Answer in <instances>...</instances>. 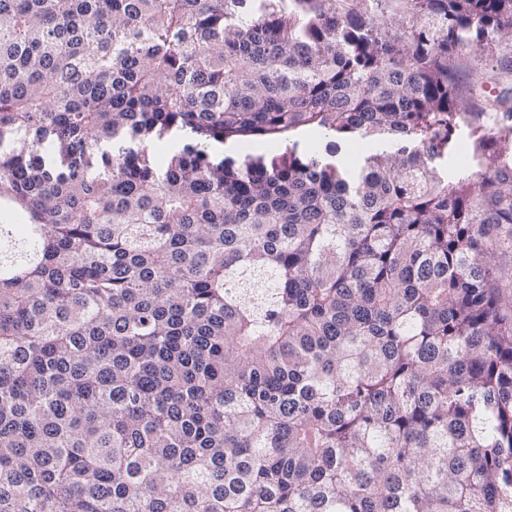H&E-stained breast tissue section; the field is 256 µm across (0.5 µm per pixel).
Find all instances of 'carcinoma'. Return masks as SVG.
I'll return each instance as SVG.
<instances>
[{"mask_svg":"<svg viewBox=\"0 0 512 512\" xmlns=\"http://www.w3.org/2000/svg\"><path fill=\"white\" fill-rule=\"evenodd\" d=\"M336 2L0 0V512H512V0ZM476 88L475 102L484 105L487 99L494 98L500 92L510 88L512 91V72L500 70L494 60L484 67L482 78ZM474 113L467 114L465 121L460 123L459 131L455 143L448 150L442 159L437 160V172L440 177L447 178L458 174L471 163L472 147L468 138V123L474 118ZM467 147L468 156L465 161L460 158V147ZM330 140L324 138L320 133L312 130H298L290 134V137L281 142L252 141V142H224V156H230L237 160H243L245 155H272L283 152L288 146L293 144L297 146L300 153L309 150L311 144L319 142V157L324 162L326 142ZM186 141L187 140L185 137L176 136L166 139L165 143L156 144L153 150V161L156 168L159 170H164L167 165L169 156H172L180 151ZM338 151L336 153L337 164L345 171L354 172L359 169L363 158L366 155L375 153L385 147L395 149L403 143L389 142L380 137H355L346 140V138L336 139Z\"/></svg>","mask_w":512,"mask_h":512,"instance_id":"carcinoma-1","label":"carcinoma"}]
</instances>
